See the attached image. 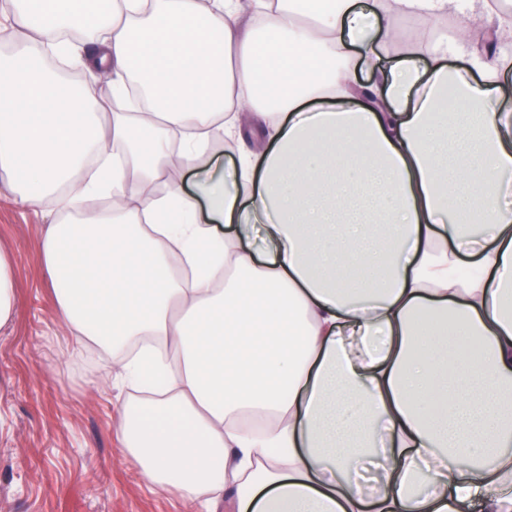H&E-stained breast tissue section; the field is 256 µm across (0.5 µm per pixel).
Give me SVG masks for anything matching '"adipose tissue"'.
<instances>
[{"mask_svg": "<svg viewBox=\"0 0 512 512\" xmlns=\"http://www.w3.org/2000/svg\"><path fill=\"white\" fill-rule=\"evenodd\" d=\"M80 2L0 6V182L58 203L40 258L60 317L148 393L118 421L142 475L225 512H512V57L459 33L468 68L428 62L399 24L463 11L505 44L512 16ZM221 140L229 179L187 194ZM380 440L368 500L351 472Z\"/></svg>", "mask_w": 512, "mask_h": 512, "instance_id": "ef3b65f1", "label": "adipose tissue"}]
</instances>
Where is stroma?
I'll use <instances>...</instances> for the list:
<instances>
[{"instance_id":"1","label":"stroma","mask_w":512,"mask_h":512,"mask_svg":"<svg viewBox=\"0 0 512 512\" xmlns=\"http://www.w3.org/2000/svg\"><path fill=\"white\" fill-rule=\"evenodd\" d=\"M52 205L35 212L0 185V250L13 258L17 312L0 325V512H206L143 478L117 435L130 397L106 354L85 350L60 320L38 256Z\"/></svg>"}]
</instances>
